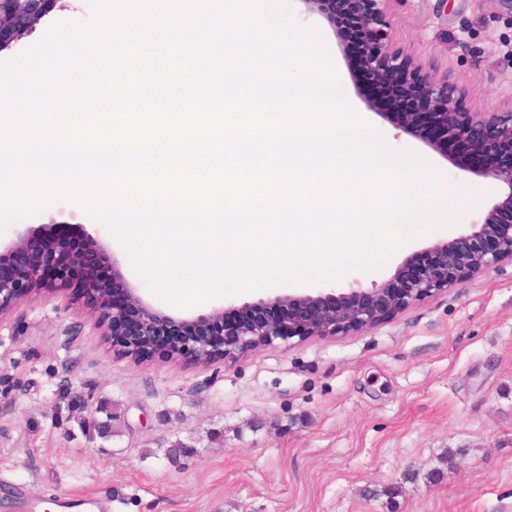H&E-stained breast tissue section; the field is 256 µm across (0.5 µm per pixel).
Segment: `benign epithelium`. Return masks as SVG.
<instances>
[{"label": "benign epithelium", "instance_id": "1", "mask_svg": "<svg viewBox=\"0 0 512 512\" xmlns=\"http://www.w3.org/2000/svg\"><path fill=\"white\" fill-rule=\"evenodd\" d=\"M364 75L386 88L393 124L448 154V140L464 144L479 158L473 173L501 182L507 195L494 204L479 229L440 240L412 255L397 275L370 288L347 293L288 292L271 300L240 306L214 304L192 319L173 318L126 281L105 244L84 232L68 236L64 224H39L15 232L0 261L15 254L27 260L8 273L0 270V321L26 294L77 288L91 314L106 322L114 336H125L127 355L140 359L163 330L179 338L168 348L172 357L207 365L276 341L336 336L371 328L410 305L474 277L505 259L512 260V111H471L464 86L448 81L396 45L390 22L393 0H360Z\"/></svg>", "mask_w": 512, "mask_h": 512}]
</instances>
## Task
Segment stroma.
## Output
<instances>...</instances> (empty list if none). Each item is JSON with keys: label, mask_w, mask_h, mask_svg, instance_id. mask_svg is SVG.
I'll return each mask as SVG.
<instances>
[{"label": "stroma", "mask_w": 512, "mask_h": 512, "mask_svg": "<svg viewBox=\"0 0 512 512\" xmlns=\"http://www.w3.org/2000/svg\"><path fill=\"white\" fill-rule=\"evenodd\" d=\"M72 2L1 44L0 59L55 23L92 20L89 0ZM292 9L391 147L486 193L383 269L319 286L367 288L471 233L506 189L367 110L332 27ZM390 21L397 45L466 87L470 109L512 110V0H397ZM86 311L76 290L38 291L0 322V512H63L62 500L76 512H512L510 260L373 328L207 366L133 361Z\"/></svg>", "instance_id": "stroma-1"}]
</instances>
